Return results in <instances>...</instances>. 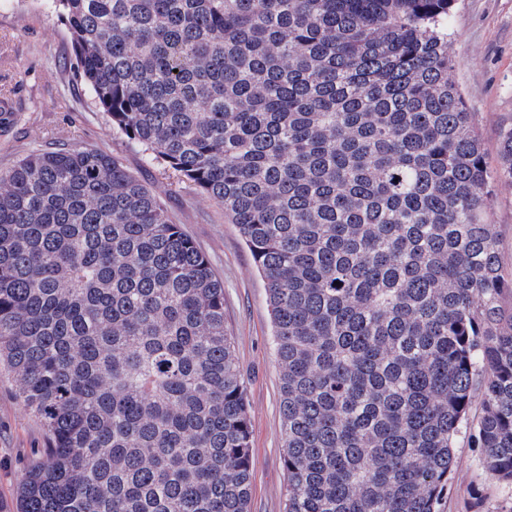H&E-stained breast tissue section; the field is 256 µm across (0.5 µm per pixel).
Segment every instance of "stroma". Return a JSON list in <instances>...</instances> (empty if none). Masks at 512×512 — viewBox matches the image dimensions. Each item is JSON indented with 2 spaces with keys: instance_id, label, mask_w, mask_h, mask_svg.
Wrapping results in <instances>:
<instances>
[{
  "instance_id": "1",
  "label": "stroma",
  "mask_w": 512,
  "mask_h": 512,
  "mask_svg": "<svg viewBox=\"0 0 512 512\" xmlns=\"http://www.w3.org/2000/svg\"><path fill=\"white\" fill-rule=\"evenodd\" d=\"M455 77L475 112L486 163L497 172L492 217L503 272L512 275V178L500 175L499 136L512 126V0H455L448 15ZM70 34L47 0H0V112L21 118L0 138V171L38 149L90 147L118 156L163 202L224 282V324L246 383L253 487L250 512H285L280 368L265 283L223 208L201 194L167 186L145 155L126 145L75 76ZM45 445L42 421L0 366V512H17L25 472ZM482 451L459 439L454 478L439 512H498L512 497L490 479Z\"/></svg>"
}]
</instances>
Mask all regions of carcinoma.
Returning <instances> with one entry per match:
<instances>
[{"mask_svg":"<svg viewBox=\"0 0 512 512\" xmlns=\"http://www.w3.org/2000/svg\"><path fill=\"white\" fill-rule=\"evenodd\" d=\"M51 2L112 129L266 282L285 512H439L460 437L512 489V278L454 0ZM498 149L512 178V127ZM0 362L47 432L19 512H249L224 283L119 159L0 173Z\"/></svg>","mask_w":512,"mask_h":512,"instance_id":"1","label":"carcinoma"}]
</instances>
